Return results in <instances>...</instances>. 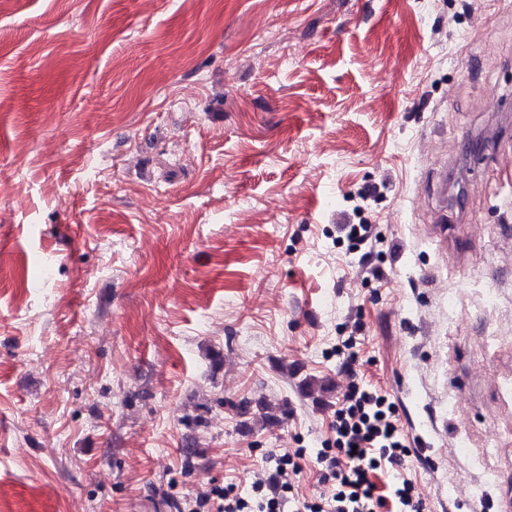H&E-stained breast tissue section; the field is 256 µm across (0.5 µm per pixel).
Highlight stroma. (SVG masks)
Returning a JSON list of instances; mask_svg holds the SVG:
<instances>
[{
	"label": "stroma",
	"mask_w": 512,
	"mask_h": 512,
	"mask_svg": "<svg viewBox=\"0 0 512 512\" xmlns=\"http://www.w3.org/2000/svg\"><path fill=\"white\" fill-rule=\"evenodd\" d=\"M496 127L512 0H0V468L179 512L303 448L327 498L354 370L425 512H502L512 182L466 150ZM346 228H349L348 236L351 238L353 243L361 249L362 246L368 247V251L364 252L360 258V275L362 279H369L370 276L373 278L379 277L378 267L373 265L372 249L376 247L377 243H381L380 239L375 232L374 225L372 224H345Z\"/></svg>",
	"instance_id": "obj_1"
}]
</instances>
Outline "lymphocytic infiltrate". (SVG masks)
Segmentation results:
<instances>
[{"mask_svg": "<svg viewBox=\"0 0 512 512\" xmlns=\"http://www.w3.org/2000/svg\"><path fill=\"white\" fill-rule=\"evenodd\" d=\"M334 438L316 455L321 478L334 492L324 502L296 500V512H381L395 503L398 512H424L415 485L407 477L397 478L391 495L379 494L373 471L399 470L409 454L399 426L398 410L388 397L351 380L332 421ZM304 449L271 455L278 475L273 487L255 482V499L240 496L234 485L212 487L189 502L187 512H282L293 492V475L302 470Z\"/></svg>", "mask_w": 512, "mask_h": 512, "instance_id": "f902f5d3", "label": "lymphocytic infiltrate"}]
</instances>
